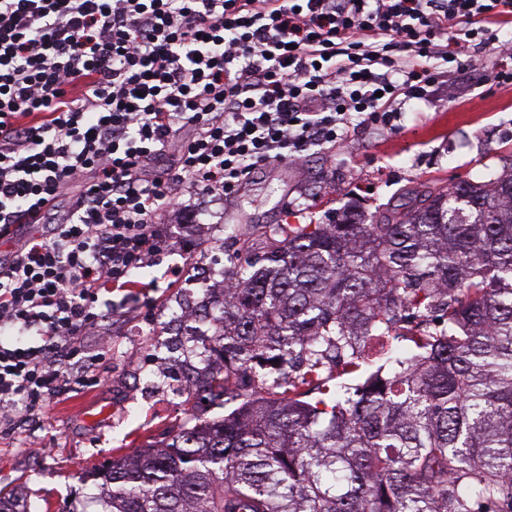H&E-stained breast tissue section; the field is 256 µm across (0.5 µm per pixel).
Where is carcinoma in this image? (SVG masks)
<instances>
[{
    "mask_svg": "<svg viewBox=\"0 0 512 512\" xmlns=\"http://www.w3.org/2000/svg\"><path fill=\"white\" fill-rule=\"evenodd\" d=\"M223 275L201 323L224 365L191 351L192 395L234 409L101 464V512H512V166L370 224L351 205L290 225ZM436 310L444 331L420 330L388 371L313 402L278 391L294 363L355 367L406 313Z\"/></svg>",
    "mask_w": 512,
    "mask_h": 512,
    "instance_id": "obj_1",
    "label": "carcinoma"
}]
</instances>
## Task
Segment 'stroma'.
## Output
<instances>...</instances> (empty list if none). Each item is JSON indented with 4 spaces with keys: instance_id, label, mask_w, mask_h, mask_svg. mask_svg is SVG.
<instances>
[{
    "instance_id": "stroma-1",
    "label": "stroma",
    "mask_w": 512,
    "mask_h": 512,
    "mask_svg": "<svg viewBox=\"0 0 512 512\" xmlns=\"http://www.w3.org/2000/svg\"><path fill=\"white\" fill-rule=\"evenodd\" d=\"M474 71L446 91L402 105L396 130L361 127L328 152L316 147L299 161L262 166L231 202L189 196V214L167 217L179 240L195 249L192 263L166 250L135 270L137 288L101 293L107 341L92 377L72 380L66 394L12 431L0 432V490L23 497L28 512H93L98 489L84 475L117 452L167 438L189 415L220 416L219 402L195 405L184 390L185 360L174 328L182 302L196 294L203 268L223 270L233 258L275 239V228L319 224L345 206L365 214L405 202L412 190L486 180L512 164V88L477 85L474 73L497 64L493 51L473 55ZM243 225L246 237L227 230Z\"/></svg>"
}]
</instances>
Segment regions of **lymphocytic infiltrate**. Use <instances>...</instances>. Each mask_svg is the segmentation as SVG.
<instances>
[{"mask_svg": "<svg viewBox=\"0 0 512 512\" xmlns=\"http://www.w3.org/2000/svg\"><path fill=\"white\" fill-rule=\"evenodd\" d=\"M511 20L512 0H0V427L98 361L100 291L174 247L186 194L394 129L472 47L512 59Z\"/></svg>", "mask_w": 512, "mask_h": 512, "instance_id": "1", "label": "lymphocytic infiltrate"}]
</instances>
